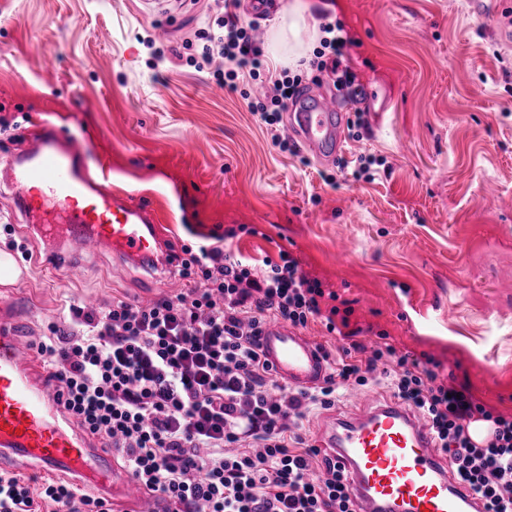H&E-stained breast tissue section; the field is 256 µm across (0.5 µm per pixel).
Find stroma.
Masks as SVG:
<instances>
[{
    "label": "stroma",
    "mask_w": 512,
    "mask_h": 512,
    "mask_svg": "<svg viewBox=\"0 0 512 512\" xmlns=\"http://www.w3.org/2000/svg\"><path fill=\"white\" fill-rule=\"evenodd\" d=\"M270 0L261 38L310 57L322 23L353 44L367 125L346 160L383 159L373 179L278 150L239 95L156 47L194 40L210 0H0V155L43 126L78 143L92 175L153 203L163 249L237 228L225 246L287 251L336 292L367 339L425 354L496 414L512 415V20L503 0ZM335 175L327 183L326 175ZM13 288L36 347L71 306L180 290L108 248L68 271L44 250Z\"/></svg>",
    "instance_id": "obj_1"
}]
</instances>
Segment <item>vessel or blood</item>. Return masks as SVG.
I'll use <instances>...</instances> for the list:
<instances>
[{
  "instance_id": "b4317fda",
  "label": "vessel or blood",
  "mask_w": 512,
  "mask_h": 512,
  "mask_svg": "<svg viewBox=\"0 0 512 512\" xmlns=\"http://www.w3.org/2000/svg\"><path fill=\"white\" fill-rule=\"evenodd\" d=\"M309 94L284 119L297 147L318 162L340 158L347 140L344 101ZM82 152L55 129L42 128L17 152L0 156V179L13 191L12 206L29 224L34 244L54 260L89 246H107L126 259H156L158 215L142 201L112 190L85 171ZM12 296L0 297V457L30 459L75 475L112 497L113 512H172L69 420L53 410L56 384L47 382L33 351L15 333ZM262 350L279 379L295 388L324 381L327 366L317 342L288 323H268ZM322 448L346 478L354 512H475L470 489L448 458L437 455L428 428L397 400L371 399L336 414L324 427Z\"/></svg>"
}]
</instances>
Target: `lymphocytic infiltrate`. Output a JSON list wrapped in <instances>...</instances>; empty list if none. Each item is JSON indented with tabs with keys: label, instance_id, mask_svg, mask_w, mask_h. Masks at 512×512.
I'll return each mask as SVG.
<instances>
[{
	"label": "lymphocytic infiltrate",
	"instance_id": "1",
	"mask_svg": "<svg viewBox=\"0 0 512 512\" xmlns=\"http://www.w3.org/2000/svg\"><path fill=\"white\" fill-rule=\"evenodd\" d=\"M211 24L197 30L201 66L216 83L238 90L239 77L264 80L249 101L283 152L295 145L282 131L289 103L308 88L309 72H330L338 87L356 77L342 68L349 41L323 24L307 67L267 77L254 24L241 22L237 0H214ZM182 292L146 303L113 300L96 311L71 307L68 330L51 328L37 352L55 380L56 404L83 432L111 448L151 493L177 512H352L343 476L310 444L304 429L316 410L341 401L347 386L387 388L429 427L437 451L467 482L481 512H512V417L477 403L466 386L441 381L426 363L388 342L352 341L329 362L313 389L280 383L263 356V327L338 325L335 299L287 252L256 265L213 243L183 247ZM487 422L472 442V420ZM0 512H112L105 499L65 480L31 485L0 470Z\"/></svg>",
	"mask_w": 512,
	"mask_h": 512
}]
</instances>
